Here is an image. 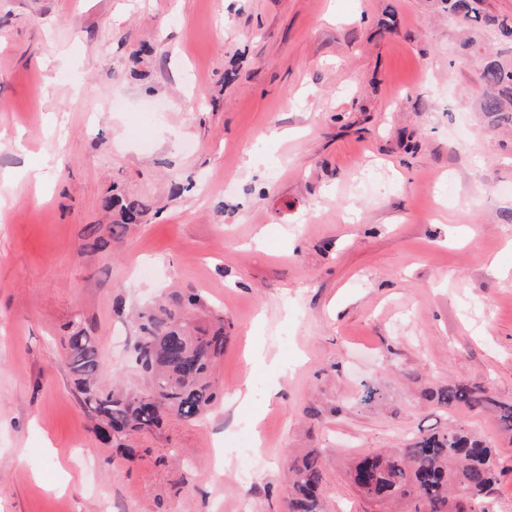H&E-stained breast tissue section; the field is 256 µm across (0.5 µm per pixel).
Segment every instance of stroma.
<instances>
[{
	"label": "stroma",
	"instance_id": "35a3bbf8",
	"mask_svg": "<svg viewBox=\"0 0 512 512\" xmlns=\"http://www.w3.org/2000/svg\"><path fill=\"white\" fill-rule=\"evenodd\" d=\"M464 28L439 0H0V512H287L312 448L323 512H377L350 459L451 424L494 447L512 512V126L476 110ZM116 190L141 223L102 210ZM174 288L224 318L218 400L102 443L61 328L132 388V314ZM451 381L495 407L428 401ZM254 421L265 465L211 470Z\"/></svg>",
	"mask_w": 512,
	"mask_h": 512
}]
</instances>
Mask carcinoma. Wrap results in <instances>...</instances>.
Listing matches in <instances>:
<instances>
[{"instance_id": "cac0c4a2", "label": "carcinoma", "mask_w": 512, "mask_h": 512, "mask_svg": "<svg viewBox=\"0 0 512 512\" xmlns=\"http://www.w3.org/2000/svg\"><path fill=\"white\" fill-rule=\"evenodd\" d=\"M448 14L461 18L470 32L494 29L512 42V16L491 17L481 0H440ZM481 77L487 93L479 111L491 122L512 119V61L485 53ZM106 209H118L121 223L138 224L144 206L128 196L112 195ZM203 308L196 292L172 291L138 313L134 346L143 383L132 391L107 385L98 378L100 353L87 330L65 326L63 341L80 400L97 421L105 443L131 433H151L169 416L197 420L213 407L217 391L212 380L216 360L224 354V320L200 326L195 312ZM444 409L464 405L486 409L493 400L483 383L451 382L427 394ZM498 458L485 441L459 426L420 433L391 452L367 451L349 470L351 483L377 508L402 500L413 502V512H487L485 504L495 491ZM324 465L310 451L288 461V512H322Z\"/></svg>"}]
</instances>
